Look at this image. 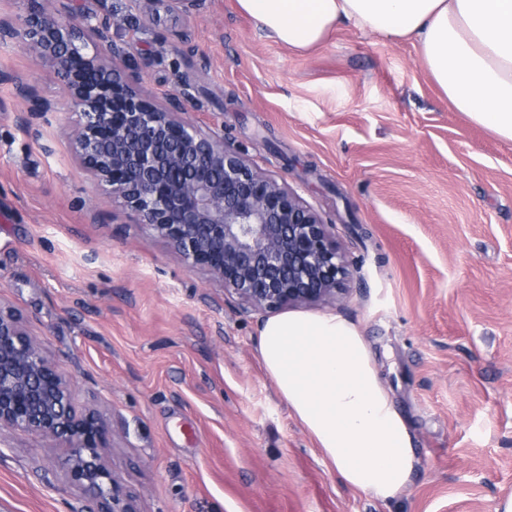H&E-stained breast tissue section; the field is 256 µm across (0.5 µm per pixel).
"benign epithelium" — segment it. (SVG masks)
<instances>
[{"mask_svg":"<svg viewBox=\"0 0 512 512\" xmlns=\"http://www.w3.org/2000/svg\"><path fill=\"white\" fill-rule=\"evenodd\" d=\"M26 16L0 14V42L43 58L67 109L79 117L71 151L96 188L166 240L187 269L203 268L255 311L321 306L346 297L348 261L333 226L285 181L260 171L224 134L186 117L188 86L157 103L124 64L111 30L127 23L85 13L56 17L54 0H28ZM31 111L58 102L25 90ZM68 450L72 481L95 512H136L103 455L107 427L76 408L70 382L15 311L0 306V426Z\"/></svg>","mask_w":512,"mask_h":512,"instance_id":"benign-epithelium-1","label":"benign epithelium"}]
</instances>
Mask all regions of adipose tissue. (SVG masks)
Segmentation results:
<instances>
[{
    "instance_id": "1",
    "label": "adipose tissue",
    "mask_w": 512,
    "mask_h": 512,
    "mask_svg": "<svg viewBox=\"0 0 512 512\" xmlns=\"http://www.w3.org/2000/svg\"><path fill=\"white\" fill-rule=\"evenodd\" d=\"M277 41L304 51L339 22L414 38L422 61L457 110L512 140V0H237ZM258 350L291 413L350 488L388 503L417 463L395 408L351 321L283 312L259 329Z\"/></svg>"
}]
</instances>
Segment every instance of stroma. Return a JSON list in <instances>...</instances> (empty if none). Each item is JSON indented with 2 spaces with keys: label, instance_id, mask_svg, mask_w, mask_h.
<instances>
[{
  "label": "stroma",
  "instance_id": "1",
  "mask_svg": "<svg viewBox=\"0 0 512 512\" xmlns=\"http://www.w3.org/2000/svg\"><path fill=\"white\" fill-rule=\"evenodd\" d=\"M67 5L127 17L142 90L190 84L192 118L334 224L349 296L322 310L365 336L418 460L390 503L345 486L263 368L262 316L96 193L75 115H25L14 80L58 98L48 64L0 42V304L106 421L137 512H494L512 496V141L459 112L408 38L343 22L298 51L237 0ZM65 458L1 426L0 512H91Z\"/></svg>",
  "mask_w": 512,
  "mask_h": 512
}]
</instances>
